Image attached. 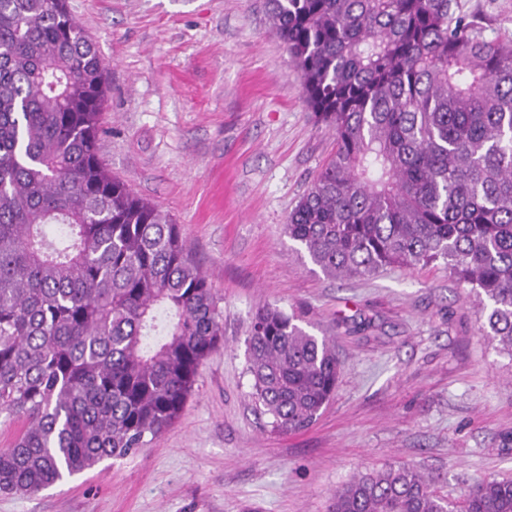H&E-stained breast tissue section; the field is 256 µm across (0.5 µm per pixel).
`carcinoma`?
Masks as SVG:
<instances>
[{
  "label": "carcinoma",
  "mask_w": 512,
  "mask_h": 512,
  "mask_svg": "<svg viewBox=\"0 0 512 512\" xmlns=\"http://www.w3.org/2000/svg\"><path fill=\"white\" fill-rule=\"evenodd\" d=\"M329 159L288 216L326 275L443 261L512 357V41L458 0H267ZM106 66L66 0H0V492L36 493L178 420L224 316L179 225L100 156ZM255 409L310 428L340 364L276 306L248 336ZM409 465L361 473L330 512H512V480L458 502Z\"/></svg>",
  "instance_id": "carcinoma-1"
}]
</instances>
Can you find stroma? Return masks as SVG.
Listing matches in <instances>:
<instances>
[{"label": "stroma", "mask_w": 512, "mask_h": 512, "mask_svg": "<svg viewBox=\"0 0 512 512\" xmlns=\"http://www.w3.org/2000/svg\"><path fill=\"white\" fill-rule=\"evenodd\" d=\"M512 40V0H458ZM107 66L100 155L179 224L224 312L181 418L0 512H329L354 475L408 464L462 498L512 479V357L444 263L324 275L288 238V214L334 148L308 108L265 0H67ZM275 305L326 335L341 361L316 423L271 430L255 411L247 338Z\"/></svg>", "instance_id": "stroma-1"}]
</instances>
